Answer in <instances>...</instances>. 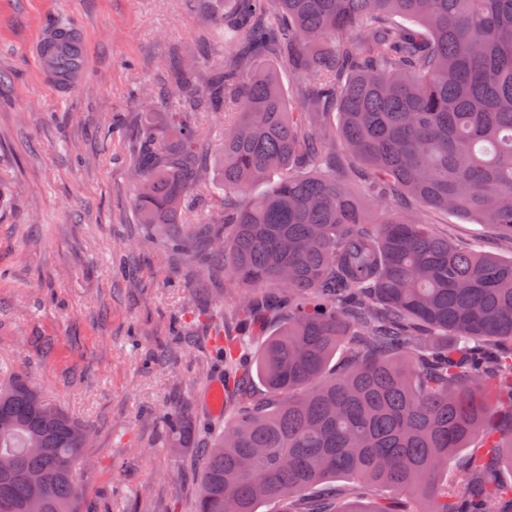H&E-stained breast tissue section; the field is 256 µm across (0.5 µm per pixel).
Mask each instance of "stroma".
<instances>
[{"instance_id":"35a3bbf8","label":"stroma","mask_w":512,"mask_h":512,"mask_svg":"<svg viewBox=\"0 0 512 512\" xmlns=\"http://www.w3.org/2000/svg\"><path fill=\"white\" fill-rule=\"evenodd\" d=\"M221 0H0V382L21 376L92 430L79 480L84 512H195L200 451L217 427L202 408L223 374L211 335L238 298L223 270L173 254L166 232L137 224L130 140L102 144L111 116L141 113L175 55L197 54ZM86 32L90 72L67 97L38 74L41 26ZM442 237L497 230L430 211ZM197 344L173 353L178 332ZM189 414L186 447L172 448L157 416Z\"/></svg>"}]
</instances>
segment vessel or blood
Listing matches in <instances>:
<instances>
[{"mask_svg": "<svg viewBox=\"0 0 512 512\" xmlns=\"http://www.w3.org/2000/svg\"><path fill=\"white\" fill-rule=\"evenodd\" d=\"M40 77L58 96H67L81 83L88 71L86 38L71 27L50 23L39 32L34 47ZM208 414L217 415L224 409V380L211 379L205 391Z\"/></svg>", "mask_w": 512, "mask_h": 512, "instance_id": "obj_1", "label": "vessel or blood"}]
</instances>
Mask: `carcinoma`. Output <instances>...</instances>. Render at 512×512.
Masks as SVG:
<instances>
[{
    "label": "carcinoma",
    "instance_id": "1",
    "mask_svg": "<svg viewBox=\"0 0 512 512\" xmlns=\"http://www.w3.org/2000/svg\"><path fill=\"white\" fill-rule=\"evenodd\" d=\"M216 25L221 61L201 90L194 59L160 78L130 165L137 223L186 225L172 245L223 263L248 333L282 316L246 368L247 339L215 335L237 401L196 512H512V259L426 219L491 224L512 252V0H228ZM200 114L233 117L212 179ZM160 422L174 444L189 427ZM88 437L1 384L0 512H83Z\"/></svg>",
    "mask_w": 512,
    "mask_h": 512
}]
</instances>
